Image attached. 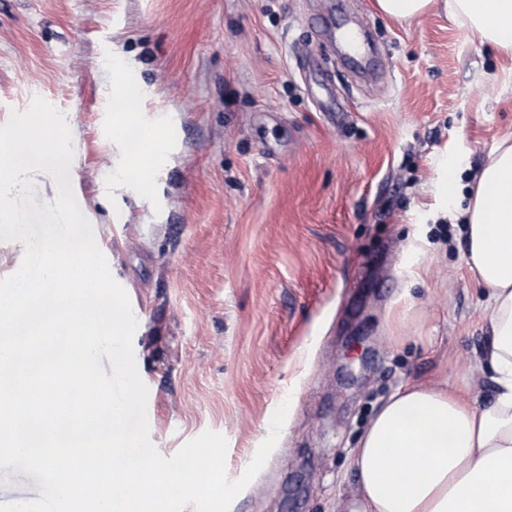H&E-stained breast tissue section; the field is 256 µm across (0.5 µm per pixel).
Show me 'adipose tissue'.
<instances>
[{
  "label": "adipose tissue",
  "mask_w": 512,
  "mask_h": 512,
  "mask_svg": "<svg viewBox=\"0 0 512 512\" xmlns=\"http://www.w3.org/2000/svg\"><path fill=\"white\" fill-rule=\"evenodd\" d=\"M411 20L436 10L479 43L512 57V0H377ZM466 262L484 288L493 398L470 387L415 382L395 391L352 450L346 512H512V135L468 187Z\"/></svg>",
  "instance_id": "1"
}]
</instances>
